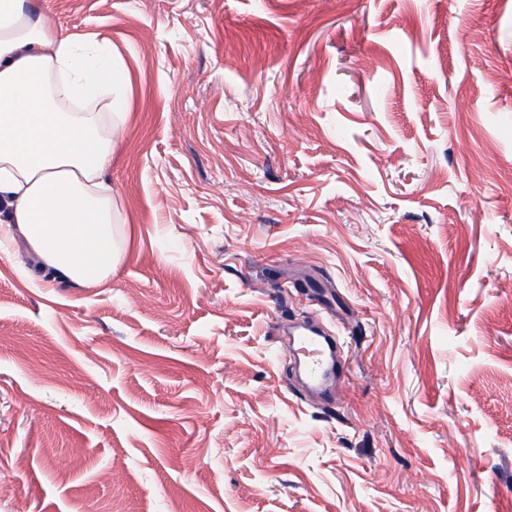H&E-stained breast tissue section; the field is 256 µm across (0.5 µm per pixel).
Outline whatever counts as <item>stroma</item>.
Instances as JSON below:
<instances>
[{
    "label": "stroma",
    "instance_id": "obj_1",
    "mask_svg": "<svg viewBox=\"0 0 512 512\" xmlns=\"http://www.w3.org/2000/svg\"><path fill=\"white\" fill-rule=\"evenodd\" d=\"M47 5L120 61L121 259L0 245V512H512V0ZM297 336L299 337L290 341L293 346L297 345L295 351L304 356L305 373L310 384L320 386L329 380L335 382L334 376L326 377L330 362L334 358L333 343L314 331L299 333Z\"/></svg>",
    "mask_w": 512,
    "mask_h": 512
}]
</instances>
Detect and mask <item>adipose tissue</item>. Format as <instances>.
Here are the masks:
<instances>
[{
    "label": "adipose tissue",
    "instance_id": "obj_1",
    "mask_svg": "<svg viewBox=\"0 0 512 512\" xmlns=\"http://www.w3.org/2000/svg\"><path fill=\"white\" fill-rule=\"evenodd\" d=\"M112 66L108 39L61 35L38 0H0V225L84 288L119 258L108 173L124 99L94 94Z\"/></svg>",
    "mask_w": 512,
    "mask_h": 512
}]
</instances>
